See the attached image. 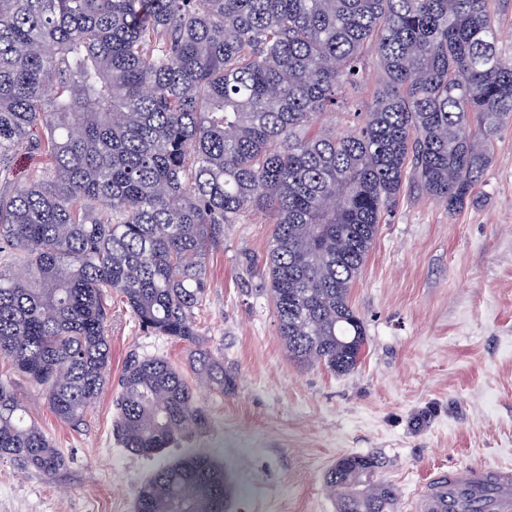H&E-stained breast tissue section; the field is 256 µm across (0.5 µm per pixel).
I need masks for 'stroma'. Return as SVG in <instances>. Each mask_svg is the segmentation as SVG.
<instances>
[{"label":"stroma","instance_id":"stroma-1","mask_svg":"<svg viewBox=\"0 0 512 512\" xmlns=\"http://www.w3.org/2000/svg\"><path fill=\"white\" fill-rule=\"evenodd\" d=\"M272 227L253 214L224 228L207 260L198 344L224 360L223 392L198 384L207 429L141 457L117 441L118 381L130 356L162 357L190 373V347L141 330L112 298L109 381L80 428L60 421L38 388L0 361L31 420L67 459L47 477L0 459V512H134L141 483L189 452L223 462L228 512H336L325 475L340 457L375 454L410 512L439 467L512 465V120L494 137L473 199L457 211L405 182L350 291L365 321L354 372L290 361L267 282Z\"/></svg>","mask_w":512,"mask_h":512}]
</instances>
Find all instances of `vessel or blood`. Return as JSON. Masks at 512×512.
Instances as JSON below:
<instances>
[{
    "label": "vessel or blood",
    "mask_w": 512,
    "mask_h": 512,
    "mask_svg": "<svg viewBox=\"0 0 512 512\" xmlns=\"http://www.w3.org/2000/svg\"><path fill=\"white\" fill-rule=\"evenodd\" d=\"M411 512H512V466L436 471L417 488Z\"/></svg>",
    "instance_id": "vessel-or-blood-1"
}]
</instances>
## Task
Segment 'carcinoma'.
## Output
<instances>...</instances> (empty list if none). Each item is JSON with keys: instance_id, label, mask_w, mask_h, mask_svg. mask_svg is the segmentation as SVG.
<instances>
[{"instance_id": "1", "label": "carcinoma", "mask_w": 512, "mask_h": 512, "mask_svg": "<svg viewBox=\"0 0 512 512\" xmlns=\"http://www.w3.org/2000/svg\"><path fill=\"white\" fill-rule=\"evenodd\" d=\"M491 0H0V359L77 427L107 386L112 294L143 329L194 343L224 225L260 211L274 318L288 357L336 374L360 363L349 301L412 168L463 208L512 119V57ZM379 87L354 128L324 123L366 57ZM20 153L33 160L10 178ZM224 390V364L192 354ZM113 433L151 456L204 430L195 386L131 359ZM67 465L0 381V458ZM374 455L336 460V512H391ZM224 464L188 454L139 489L136 512H224Z\"/></svg>"}]
</instances>
